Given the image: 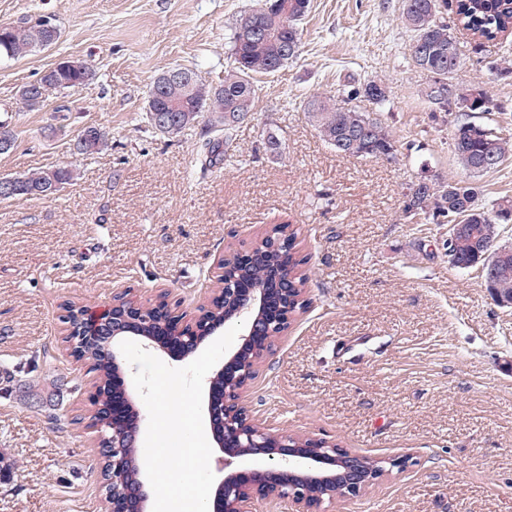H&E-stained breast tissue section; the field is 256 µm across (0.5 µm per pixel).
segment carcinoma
<instances>
[{
  "label": "carcinoma",
  "instance_id": "1",
  "mask_svg": "<svg viewBox=\"0 0 512 512\" xmlns=\"http://www.w3.org/2000/svg\"><path fill=\"white\" fill-rule=\"evenodd\" d=\"M309 9V0H259L257 7L236 20L231 34V57L233 61L224 74V89L213 90L198 79L196 72L185 68L189 80L165 86L159 96L149 88L148 97L154 107L164 110L176 100L190 104V112L169 113V125L164 134L176 135L183 129L200 121L206 127H224V147H230L238 126L232 118L247 100L255 105L258 86L254 76L270 74L285 68L301 51L300 21ZM458 24L472 35L492 41L499 34L512 28V0H456ZM402 15L413 33L411 60L413 64L430 75V83L446 86L455 108L464 112H490L493 100L484 92L464 93L450 83L451 74L460 63L456 40L448 36V23L437 18L434 0H402ZM246 26L273 30L267 38H244L240 30ZM424 53H419L417 48ZM39 50L32 31L26 27L16 29L5 44L0 42V60L24 58ZM368 101L378 108L387 102V88L382 81L370 80L352 92L342 102L315 97L307 102L306 110L322 139L337 153L357 158H392L396 145L385 123L355 103ZM83 154H91L108 144V135L101 129L93 130L90 137L80 133L74 140ZM453 152L471 174L480 176L497 171L503 164L506 153L512 151V142L498 138L492 129L471 121L457 123ZM23 191L41 188L53 181L63 184L73 179L65 167L37 169L16 175ZM481 187L471 181L445 182L437 189L414 184L410 187L407 208L417 207L426 221L435 222L439 217L450 215L461 219L465 230L454 240L449 262L459 268H470L484 264L483 248L499 239L501 225L512 222V198L503 196L487 210L479 203ZM300 260L293 251V237H288V247L269 249L259 244L256 258L238 269L237 275L255 285L266 282L276 269L288 270L293 288L304 286L303 278L296 269ZM498 293L512 297V262L508 272L495 277ZM86 359L93 361L100 378L112 383V362L109 357L86 351Z\"/></svg>",
  "mask_w": 512,
  "mask_h": 512
}]
</instances>
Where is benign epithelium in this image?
<instances>
[{"mask_svg":"<svg viewBox=\"0 0 512 512\" xmlns=\"http://www.w3.org/2000/svg\"><path fill=\"white\" fill-rule=\"evenodd\" d=\"M31 26L39 45L49 43L57 27L48 16L33 19ZM53 69L42 72L34 86L25 88L31 101L39 104L51 90H61L50 78ZM512 251L491 243L485 247L484 280L505 269ZM297 289L288 287V273L275 271L260 288H226L199 308L189 329L171 336L165 322H154L146 308L128 304L124 299L112 300L101 311L83 306H66L68 323L65 342L74 360L79 358L78 346L92 345L112 358V393L107 395L92 386L90 415L119 422L121 429L104 437L91 426L100 451L109 455L110 478L104 486L109 512H147L146 469L141 466L135 479L127 480V449L140 447L141 411H127L131 404L130 385L122 368L125 364L119 344L137 338L151 352L167 354L183 360L198 351L201 345L228 323H244L237 344L224 356L206 382L205 412L212 437L221 456L209 512H253L254 500H287L295 512H321L326 499L336 496L356 497L375 481L397 469L407 467L410 455L388 458L373 465L362 455L321 439L299 440L288 434H274L263 424L249 417L243 398L255 378L257 363L269 351L270 340L288 330L293 313L290 300ZM224 318L213 319L217 309Z\"/></svg>","mask_w":512,"mask_h":512,"instance_id":"7a95c632","label":"benign epithelium"}]
</instances>
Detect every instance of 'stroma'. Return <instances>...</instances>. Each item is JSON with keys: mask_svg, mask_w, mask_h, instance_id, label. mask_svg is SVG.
Here are the masks:
<instances>
[{"mask_svg": "<svg viewBox=\"0 0 512 512\" xmlns=\"http://www.w3.org/2000/svg\"><path fill=\"white\" fill-rule=\"evenodd\" d=\"M255 0H0V24L53 16L51 49L0 61V119L15 135L0 174L67 167L46 199H0V512H105L101 457L84 422L95 379L70 357L62 313L168 290L194 317L224 254L278 224L297 232L306 305L256 367L244 405L274 433L333 441L411 465L325 512H512V309L480 267L448 261V227L407 212L410 185L469 179L450 143L462 112L436 110L410 59L401 0H310L301 55L257 76L254 118L228 156L201 126L168 136L146 119L172 67L224 81L231 26ZM452 82L493 100L474 122L512 136V35L457 34ZM63 57L88 84L31 112L19 88ZM380 80L395 160L336 154L308 119L315 96ZM107 149L71 151L86 127ZM283 154L265 150L267 133Z\"/></svg>", "mask_w": 512, "mask_h": 512, "instance_id": "1", "label": "stroma"}]
</instances>
